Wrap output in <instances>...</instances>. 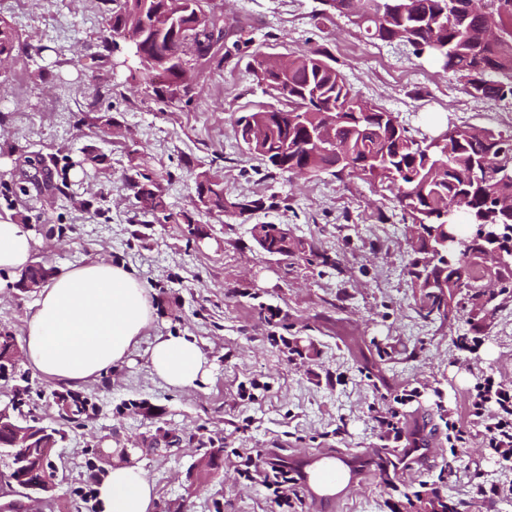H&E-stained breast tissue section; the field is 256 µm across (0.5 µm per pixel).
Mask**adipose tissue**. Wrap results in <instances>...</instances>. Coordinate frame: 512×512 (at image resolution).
I'll use <instances>...</instances> for the list:
<instances>
[{"label":"adipose tissue","instance_id":"obj_1","mask_svg":"<svg viewBox=\"0 0 512 512\" xmlns=\"http://www.w3.org/2000/svg\"><path fill=\"white\" fill-rule=\"evenodd\" d=\"M38 241L30 228L0 219V292L26 269ZM154 304L133 270L100 259L61 271L43 285L27 320L26 356L47 379L77 388L126 362L150 329ZM149 366L166 386L192 389L209 372L194 337L155 336ZM100 512H152L154 484L132 449L116 448L95 486Z\"/></svg>","mask_w":512,"mask_h":512}]
</instances>
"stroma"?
I'll list each match as a JSON object with an SVG mask.
<instances>
[{"label":"stroma","mask_w":512,"mask_h":512,"mask_svg":"<svg viewBox=\"0 0 512 512\" xmlns=\"http://www.w3.org/2000/svg\"><path fill=\"white\" fill-rule=\"evenodd\" d=\"M224 41L249 38L246 53L202 67L190 96L165 103L128 79L103 50L111 0H0L21 35L13 65L0 69V215L27 221L36 261L55 271L106 258L133 269L154 299V327L129 362L79 391L85 414L66 421L61 383L32 371L22 407L30 424L61 431L54 450L53 512H98L94 486L109 444L138 449L155 484V512H270L263 487L240 480L233 451L287 457L379 448L373 417L393 395L412 437L425 413L439 456L389 482L372 472L330 512H416L422 482H437L455 512H512V469L497 463L468 401L494 377L512 390V295L482 329L467 314L448 324L420 320L406 275L407 244L395 192L324 174L267 175L234 137L237 117L272 104L246 73L250 52L327 47L366 100L394 112L415 137L469 123L512 131V109L478 102L409 47L371 43L345 19L316 27L317 0H218ZM103 164H84L85 149ZM160 175L168 222L144 216L126 178ZM220 171L229 197L272 201L245 216H217L194 201V182ZM255 224H285L317 253L263 254ZM330 264L321 262V255ZM38 292H0V323L25 344ZM189 334L209 363L198 388L164 386L148 367L154 335ZM477 337L473 352L458 337ZM299 339L313 354H289ZM469 428L448 444L446 419ZM218 474L199 476L203 448ZM501 494L475 499L477 486Z\"/></svg>","instance_id":"35a3bbf8"}]
</instances>
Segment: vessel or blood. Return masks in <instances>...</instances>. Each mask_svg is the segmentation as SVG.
Returning a JSON list of instances; mask_svg holds the SVG:
<instances>
[{
    "instance_id": "b4317fda",
    "label": "vessel or blood",
    "mask_w": 512,
    "mask_h": 512,
    "mask_svg": "<svg viewBox=\"0 0 512 512\" xmlns=\"http://www.w3.org/2000/svg\"><path fill=\"white\" fill-rule=\"evenodd\" d=\"M435 451L434 442L420 432L410 447L394 448L385 454L368 448L325 451L296 457L291 467L298 474L307 497L316 505L328 506L347 499L352 487L369 470L397 476L414 464L428 462Z\"/></svg>"
}]
</instances>
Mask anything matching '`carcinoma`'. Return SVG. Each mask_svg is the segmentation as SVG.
<instances>
[{"label": "carcinoma", "instance_id": "1", "mask_svg": "<svg viewBox=\"0 0 512 512\" xmlns=\"http://www.w3.org/2000/svg\"><path fill=\"white\" fill-rule=\"evenodd\" d=\"M213 0H112V16L103 47L114 51L112 32L128 31L142 37L145 49L158 69L131 73V81L151 86L162 99H175L188 88L182 85L176 66L170 64L175 43L166 32L168 15L179 10L183 22L193 30L207 18L224 19L214 13ZM358 0H319L313 15L316 25L346 19L371 42L401 43L412 55L426 54L445 73L453 75L462 91L476 101L512 104V58H502L495 47L470 41L469 32L492 23L512 42V9L502 12L494 0H389L380 15L353 20ZM20 38L0 18V60L16 59ZM200 57L211 61L230 50L213 48L210 34L203 30ZM263 54L253 56L249 74L274 95L277 104L261 107L238 117L236 140L257 157L271 175L300 170L311 178L329 173L340 179L355 177L365 182L380 180L395 187L404 219L422 229L410 245L407 274L414 288L415 312L428 322L445 323L444 314L455 318L463 312L474 317L488 313L487 304L506 293L512 284V269L496 273L484 270L479 256L470 254L448 267V251L442 241L448 235L446 214L456 217L457 233L475 239L483 229L512 230V214L499 210L498 197L512 198V134L483 128L475 134L471 124L448 127L453 151L434 145L426 138L409 134L393 113L377 104L364 111L363 99L335 65L326 48L318 46L288 53L283 69L262 67ZM328 111L336 113V137L344 143L355 164L341 163L336 154L310 144L311 132L324 121ZM204 181L215 187L213 206L217 211L244 214L263 206L260 200L224 198V178L202 172ZM135 194L143 196V210L155 220H168L160 181L148 173L133 180ZM256 244L263 251L276 248L285 256L314 252L313 245L290 235L284 224H263ZM22 277L35 287L47 281V267L34 264ZM475 280L478 295L454 291L461 280Z\"/></svg>", "mask_w": 512, "mask_h": 512}]
</instances>
